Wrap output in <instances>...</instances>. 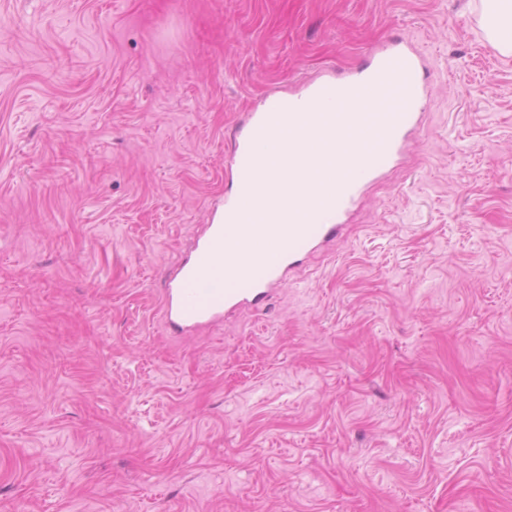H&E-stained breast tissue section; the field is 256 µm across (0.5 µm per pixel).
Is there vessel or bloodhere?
Returning a JSON list of instances; mask_svg holds the SVG:
<instances>
[{
    "label": "vessel or blood",
    "mask_w": 512,
    "mask_h": 512,
    "mask_svg": "<svg viewBox=\"0 0 512 512\" xmlns=\"http://www.w3.org/2000/svg\"><path fill=\"white\" fill-rule=\"evenodd\" d=\"M422 68L412 44L397 39L371 49L354 76L335 80L325 74L299 92L268 98L262 111L232 128L228 169L237 191L224 198L223 223L209 225L197 239L193 261L173 267L164 292L165 321L191 330L225 309L253 306L280 287L288 269L317 244L336 238L363 188L411 151L427 95ZM352 100L361 111H348ZM286 117L304 138L329 140L344 129L354 140L337 154L334 187L292 188L287 223H248L258 162L276 152V132Z\"/></svg>",
    "instance_id": "obj_1"
}]
</instances>
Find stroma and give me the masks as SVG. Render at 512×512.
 I'll use <instances>...</instances> for the list:
<instances>
[{
    "mask_svg": "<svg viewBox=\"0 0 512 512\" xmlns=\"http://www.w3.org/2000/svg\"><path fill=\"white\" fill-rule=\"evenodd\" d=\"M480 0H0V512H512V55ZM409 40L423 128L259 306L168 269L271 93Z\"/></svg>",
    "mask_w": 512,
    "mask_h": 512,
    "instance_id": "obj_1",
    "label": "stroma"
}]
</instances>
